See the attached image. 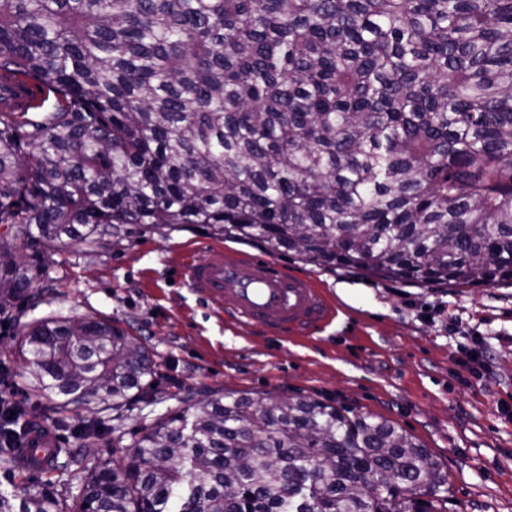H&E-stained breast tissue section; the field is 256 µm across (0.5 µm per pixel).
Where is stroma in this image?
I'll return each instance as SVG.
<instances>
[{"label": "stroma", "instance_id": "stroma-1", "mask_svg": "<svg viewBox=\"0 0 512 512\" xmlns=\"http://www.w3.org/2000/svg\"><path fill=\"white\" fill-rule=\"evenodd\" d=\"M196 224L125 225L94 247L39 246L49 275L23 306L25 319H105L142 337L155 355L156 400L121 414L80 411L65 423L46 403L38 419L56 427L86 470L132 453V435L153 419L213 391L306 395L392 421L412 434L448 474V512H512V284L425 287L320 269L288 256L276 261L310 276L339 305L334 322L288 338L229 322L231 299L203 300L180 268L223 243ZM19 322L0 327V395H17ZM482 361L462 366L463 348ZM118 421L122 439L85 440L93 420Z\"/></svg>", "mask_w": 512, "mask_h": 512}]
</instances>
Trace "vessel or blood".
I'll list each match as a JSON object with an SVG mask.
<instances>
[{
  "instance_id": "obj_1",
  "label": "vessel or blood",
  "mask_w": 512,
  "mask_h": 512,
  "mask_svg": "<svg viewBox=\"0 0 512 512\" xmlns=\"http://www.w3.org/2000/svg\"><path fill=\"white\" fill-rule=\"evenodd\" d=\"M186 274L204 298H230L227 314L241 326L308 332L326 326L338 312L310 277L240 249L211 246L203 259L187 265Z\"/></svg>"
}]
</instances>
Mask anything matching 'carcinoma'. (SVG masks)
Instances as JSON below:
<instances>
[{
  "instance_id": "cac0c4a2",
  "label": "carcinoma",
  "mask_w": 512,
  "mask_h": 512,
  "mask_svg": "<svg viewBox=\"0 0 512 512\" xmlns=\"http://www.w3.org/2000/svg\"><path fill=\"white\" fill-rule=\"evenodd\" d=\"M0 225L65 247L206 224L314 266L450 288L512 281V0H0ZM47 274L0 247V316ZM24 390L63 422L157 375L110 321L23 325ZM0 401V512H445L394 423L310 396L214 392L90 474ZM70 497L56 487L61 457ZM378 473L380 490L361 477Z\"/></svg>"
}]
</instances>
